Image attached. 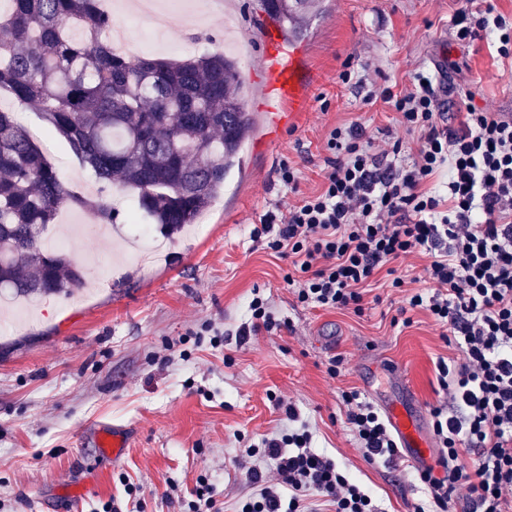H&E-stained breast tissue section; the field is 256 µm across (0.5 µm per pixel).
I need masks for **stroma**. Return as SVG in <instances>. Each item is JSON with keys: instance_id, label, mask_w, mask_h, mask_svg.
<instances>
[{"instance_id": "35a3bbf8", "label": "stroma", "mask_w": 512, "mask_h": 512, "mask_svg": "<svg viewBox=\"0 0 512 512\" xmlns=\"http://www.w3.org/2000/svg\"><path fill=\"white\" fill-rule=\"evenodd\" d=\"M457 7L456 0H321L294 40L304 51L311 107L263 148L268 122L259 85L251 83L243 107L257 126L242 166L229 172L203 229L169 242L152 265L142 266L144 246L127 217L106 225L93 209L60 210L59 223L74 227L68 256L88 285L72 301L44 298L23 318V300L0 298V512H103L108 503L121 512H182L202 476L218 507L233 512L248 489L238 448L279 425L278 397L295 404L317 450L336 459L381 512H411L426 500L407 461L365 460L341 394L355 390L382 406L402 401L407 387L430 422L432 407L451 399L435 373L438 357L455 355L441 327L422 312L410 327L392 326L400 294L380 282L359 316L302 306L283 281L287 259L253 242L250 230L274 204L296 200L278 180L281 161L299 167V190L308 194L321 184L329 129L392 125L383 103L364 105L342 83L346 65H368L377 87L402 88L416 68L432 69L437 85L472 89L479 107L512 113V61L483 42L458 45L450 35ZM172 18L161 37L130 20L134 54L223 51L226 23L212 0H178ZM42 148L73 193L123 197L117 185L102 191L63 139ZM256 290L281 327L241 346L212 345L206 327L236 328ZM335 357L340 373L332 378L326 367ZM99 422L132 434L120 460L100 456L90 436ZM128 482L137 495L125 493Z\"/></svg>"}]
</instances>
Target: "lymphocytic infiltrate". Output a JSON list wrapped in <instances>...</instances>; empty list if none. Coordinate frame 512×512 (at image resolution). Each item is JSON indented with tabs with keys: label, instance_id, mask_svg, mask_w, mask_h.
<instances>
[{
	"label": "lymphocytic infiltrate",
	"instance_id": "1",
	"mask_svg": "<svg viewBox=\"0 0 512 512\" xmlns=\"http://www.w3.org/2000/svg\"><path fill=\"white\" fill-rule=\"evenodd\" d=\"M453 35L464 44L492 41L512 59V20L493 0H460ZM472 91L441 96L434 76L416 70L408 88L367 94L395 112L404 130L373 136L361 123L324 136L323 183L300 195V171L282 162L278 178L298 200L266 212L254 241L286 258L284 276L307 307L364 311V292L379 273L402 294V326L423 311L448 329L461 361H436L437 382L452 405L431 410L439 448L417 475L427 503L414 512H512V117L476 108ZM426 258L425 285H409L411 260ZM280 325L267 298L253 295L249 318L221 341L243 344ZM347 422L363 457L393 465L398 443L378 410L358 392L343 393ZM276 431L245 446L257 461L237 512H379L371 495L332 457L312 448L314 433L294 404Z\"/></svg>",
	"mask_w": 512,
	"mask_h": 512
}]
</instances>
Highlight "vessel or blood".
Returning a JSON list of instances; mask_svg holds the SVG:
<instances>
[{"label":"vessel or blood","instance_id":"1","mask_svg":"<svg viewBox=\"0 0 512 512\" xmlns=\"http://www.w3.org/2000/svg\"><path fill=\"white\" fill-rule=\"evenodd\" d=\"M261 38L269 61L259 79L261 91L277 101L278 106L270 110L269 118L281 127L287 124L289 116L303 111L306 105L301 94V58L298 49L285 44L274 29H264ZM385 417L396 433L406 459L421 463L431 445L420 430L419 418L402 405L387 406ZM95 443L103 455L116 457L128 447L129 438L123 427L112 426L99 430Z\"/></svg>","mask_w":512,"mask_h":512}]
</instances>
